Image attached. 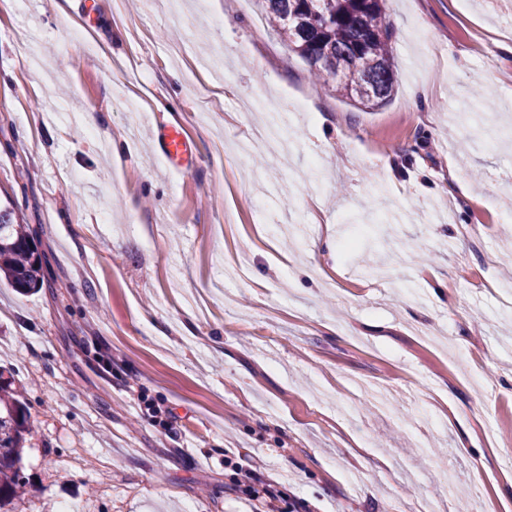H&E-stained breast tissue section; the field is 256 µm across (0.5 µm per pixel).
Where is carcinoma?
I'll use <instances>...</instances> for the list:
<instances>
[{"mask_svg":"<svg viewBox=\"0 0 512 512\" xmlns=\"http://www.w3.org/2000/svg\"><path fill=\"white\" fill-rule=\"evenodd\" d=\"M269 23L304 58L314 78L336 79V92L365 107L394 91V28L385 0H262ZM28 225L13 202L0 200V281L18 291L41 288L46 276ZM17 391L0 384V505L25 495L21 453L30 433Z\"/></svg>","mask_w":512,"mask_h":512,"instance_id":"obj_1","label":"carcinoma"}]
</instances>
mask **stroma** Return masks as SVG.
Listing matches in <instances>:
<instances>
[{
    "label": "stroma",
    "instance_id": "stroma-1",
    "mask_svg": "<svg viewBox=\"0 0 512 512\" xmlns=\"http://www.w3.org/2000/svg\"><path fill=\"white\" fill-rule=\"evenodd\" d=\"M78 3L0 10V194L48 273L26 295L0 287V372L29 415L36 488L10 512H254L228 456L263 460L311 512H512L503 6L387 0L395 92L366 108L313 83L257 0H182L187 26L95 0L82 44ZM216 43L222 75L204 65ZM267 98L277 113L252 111ZM87 106L97 127L67 115ZM271 119L288 153L237 154ZM157 120L185 125L188 171L154 151ZM109 133L126 139L114 154ZM452 169L468 195H449ZM99 347L124 379L98 372ZM143 395L172 408L169 432Z\"/></svg>",
    "mask_w": 512,
    "mask_h": 512
}]
</instances>
